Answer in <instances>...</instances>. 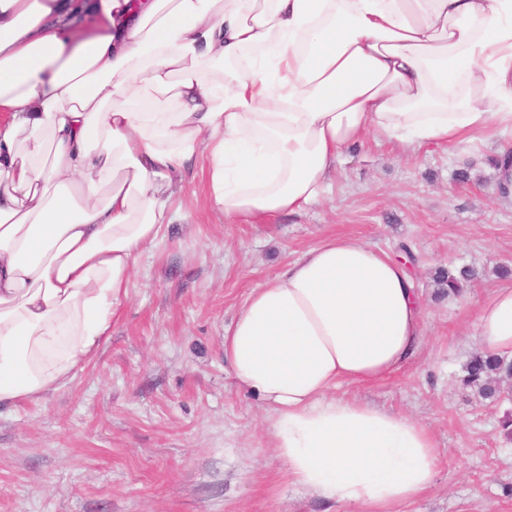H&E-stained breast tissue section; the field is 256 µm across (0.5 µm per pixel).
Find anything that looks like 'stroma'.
Here are the masks:
<instances>
[{
	"label": "stroma",
	"mask_w": 512,
	"mask_h": 512,
	"mask_svg": "<svg viewBox=\"0 0 512 512\" xmlns=\"http://www.w3.org/2000/svg\"><path fill=\"white\" fill-rule=\"evenodd\" d=\"M505 142L512 133L456 147L368 137L318 202L270 223H228L193 167L95 359L41 405L0 407V512H345L289 480L263 402L224 359V329L249 292L335 234L416 257L421 356L382 383L335 390L434 434L436 478L400 512H512V392L492 401L463 382L480 352L475 310L499 267L512 268ZM453 267L474 273L459 296L438 283Z\"/></svg>",
	"instance_id": "35a3bbf8"
}]
</instances>
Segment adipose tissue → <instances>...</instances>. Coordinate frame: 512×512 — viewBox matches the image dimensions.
Here are the masks:
<instances>
[{
	"instance_id": "obj_1",
	"label": "adipose tissue",
	"mask_w": 512,
	"mask_h": 512,
	"mask_svg": "<svg viewBox=\"0 0 512 512\" xmlns=\"http://www.w3.org/2000/svg\"><path fill=\"white\" fill-rule=\"evenodd\" d=\"M0 404L42 402L108 340L205 161L232 223L317 202L369 134L457 146L512 127V0H0ZM404 260L335 235L253 289L224 356L291 481L350 512L433 484L423 423L336 397L415 359ZM512 359V280L479 304Z\"/></svg>"
}]
</instances>
